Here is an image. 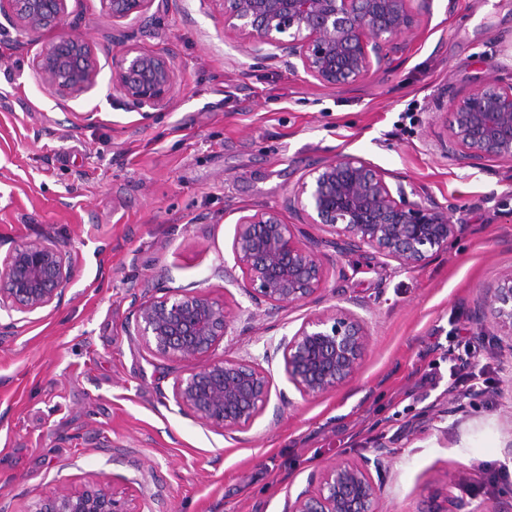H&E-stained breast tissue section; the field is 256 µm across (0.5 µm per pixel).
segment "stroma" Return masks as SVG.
I'll return each mask as SVG.
<instances>
[{
    "instance_id": "obj_1",
    "label": "stroma",
    "mask_w": 512,
    "mask_h": 512,
    "mask_svg": "<svg viewBox=\"0 0 512 512\" xmlns=\"http://www.w3.org/2000/svg\"><path fill=\"white\" fill-rule=\"evenodd\" d=\"M419 23L370 80L325 87L276 55L258 59L225 28L217 0H154L113 21L99 0H69L66 23L19 35L0 18V256L51 235L73 276L58 310L0 311V512H32L59 487L112 478L134 512H283L339 459L377 460L384 512H512V352L471 315L512 270V162L448 155L453 98L512 83V0H414ZM78 35L95 47L94 88L65 103L32 59ZM164 52L178 71L151 115L112 87L127 47ZM359 157L410 201L435 203L461 233L422 267L336 252L297 224L325 277L316 300L278 309L240 288L231 242L240 216L283 209L316 164ZM202 289L230 327L215 357L260 363L266 412L218 432L173 396L187 368L134 334L138 302ZM341 306L371 347L348 385L319 398L289 382L280 346ZM474 347L478 395L453 387L456 346Z\"/></svg>"
}]
</instances>
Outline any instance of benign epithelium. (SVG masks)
<instances>
[{
  "label": "benign epithelium",
  "instance_id": "7a95c632",
  "mask_svg": "<svg viewBox=\"0 0 512 512\" xmlns=\"http://www.w3.org/2000/svg\"><path fill=\"white\" fill-rule=\"evenodd\" d=\"M68 0H0V15L27 35L63 24ZM121 21L145 16L153 0H100ZM224 26L248 40L254 55L264 46L301 63L305 75L327 87L362 83L387 59V47L414 30L412 0H218ZM42 83L58 100L90 90L97 77L95 47L79 36H61L33 59ZM172 59L135 47L112 60V87L149 116L168 103L176 87ZM452 156L475 165L487 158L512 161V84L489 82L454 98L447 125ZM304 224H319L343 251L370 249L404 269L423 266L448 246L461 225L434 203H411L392 190L386 174L355 156L314 167L286 199ZM241 287L277 309L310 301L321 289L322 263L282 212L271 208L241 216L231 243ZM72 277L66 242L37 237L14 245L0 259V309L31 314L61 304ZM475 320L511 342L512 270L483 289ZM135 332L153 355L190 363L211 354L231 321L229 306L203 290H176L141 301ZM371 334L354 312L328 308L302 323L282 344L288 380L305 398H317L354 379L370 348ZM272 382L257 363L214 359L176 380L173 395L183 411L204 425L248 429L266 410ZM371 461L344 459L326 465L315 486L288 499L284 512H381L382 487ZM33 512H132L113 483L100 476L81 488L41 496Z\"/></svg>",
  "mask_w": 512,
  "mask_h": 512
}]
</instances>
